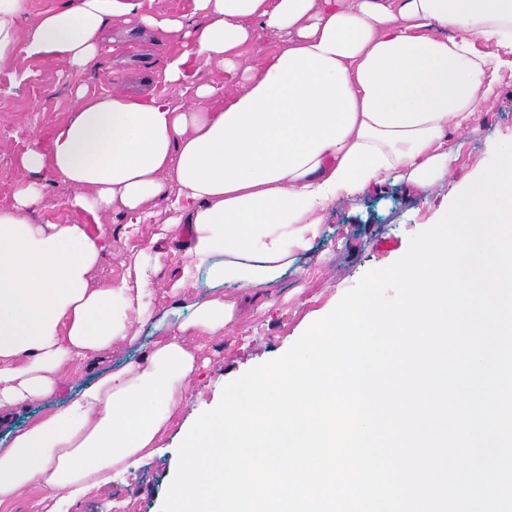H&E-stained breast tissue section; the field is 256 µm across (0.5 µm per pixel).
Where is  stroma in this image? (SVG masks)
<instances>
[{
    "mask_svg": "<svg viewBox=\"0 0 512 512\" xmlns=\"http://www.w3.org/2000/svg\"><path fill=\"white\" fill-rule=\"evenodd\" d=\"M111 41L100 76L68 69L49 59H30L14 53L0 60V207L8 206L21 181L19 156L32 132H47L65 122L75 106L73 89L82 86L91 94L119 88L128 94L168 92L163 80L165 65L184 47L174 36L144 31L135 23L113 20L107 32ZM474 131L450 142L461 180L484 172L500 143H512V82L499 87L492 109L477 111ZM72 189L48 179L43 202L34 213L39 224H91L87 214H74L66 206ZM453 190L437 185L421 193L399 182H386L381 191L357 200H341L325 215V229L311 252L291 272L272 284L269 307H249L239 332L206 341L200 352L204 361L196 386L183 399L169 428L158 442L156 454L136 468L118 475L110 490L84 499L63 501L61 512H162L171 477L178 464L183 433L197 417L215 407L223 387L250 368L283 355L316 320L332 310L339 299L369 271L396 262L409 247L412 236L426 230L446 208ZM150 223L129 231L124 222L111 225L112 257L93 273L91 283L100 286L127 278L123 257L144 245L160 255L157 279L168 282L186 260L182 239L160 236L168 213L159 200L146 203ZM205 279H197L178 296L157 301L158 315L146 324L132 323L135 343L120 357L138 359L145 347L185 322L195 302L211 297Z\"/></svg>",
    "mask_w": 512,
    "mask_h": 512,
    "instance_id": "35a3bbf8",
    "label": "stroma"
}]
</instances>
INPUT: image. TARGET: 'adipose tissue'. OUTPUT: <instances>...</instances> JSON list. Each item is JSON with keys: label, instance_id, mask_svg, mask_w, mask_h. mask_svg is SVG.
Instances as JSON below:
<instances>
[{"label": "adipose tissue", "instance_id": "1", "mask_svg": "<svg viewBox=\"0 0 512 512\" xmlns=\"http://www.w3.org/2000/svg\"><path fill=\"white\" fill-rule=\"evenodd\" d=\"M126 16L190 41L164 70L171 94L77 92L70 118L32 137L15 201L0 209V506L27 499L56 512L59 496L86 497L153 454L194 388L204 340L236 333V301L196 303L138 360L90 379L88 359L131 344L132 319L155 315L158 291L202 277L261 296L311 249L337 199L389 179L458 185L448 143L494 105L501 56L512 55V0H195L179 18L143 0H67L36 15L28 0H0V59L19 48L101 71L102 34ZM263 31L278 43L257 67L244 49ZM480 39L498 53L477 52ZM193 57L238 73L237 90L188 83ZM48 173L73 188L68 207L97 232L33 222ZM153 199L169 212L162 234L188 237L178 277L160 284L146 247L131 277L92 287L113 215L148 223ZM61 391L65 407L16 425Z\"/></svg>", "mask_w": 512, "mask_h": 512}]
</instances>
